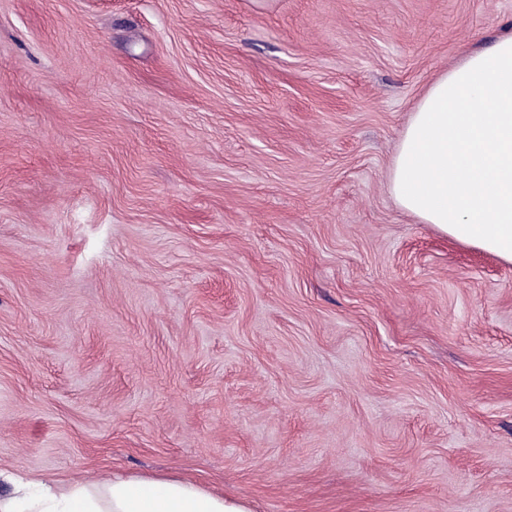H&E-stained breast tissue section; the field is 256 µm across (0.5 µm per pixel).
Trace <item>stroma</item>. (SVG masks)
I'll return each mask as SVG.
<instances>
[{
	"label": "stroma",
	"mask_w": 512,
	"mask_h": 512,
	"mask_svg": "<svg viewBox=\"0 0 512 512\" xmlns=\"http://www.w3.org/2000/svg\"><path fill=\"white\" fill-rule=\"evenodd\" d=\"M512 0H0V470L252 512H512V264L404 212Z\"/></svg>",
	"instance_id": "obj_1"
}]
</instances>
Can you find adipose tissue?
<instances>
[{
	"mask_svg": "<svg viewBox=\"0 0 512 512\" xmlns=\"http://www.w3.org/2000/svg\"><path fill=\"white\" fill-rule=\"evenodd\" d=\"M399 206L453 240L512 263V34L467 52L424 91L393 159ZM0 512H250L185 477L116 475L56 489L7 475Z\"/></svg>",
	"mask_w": 512,
	"mask_h": 512,
	"instance_id": "ef3b65f1",
	"label": "adipose tissue"
}]
</instances>
